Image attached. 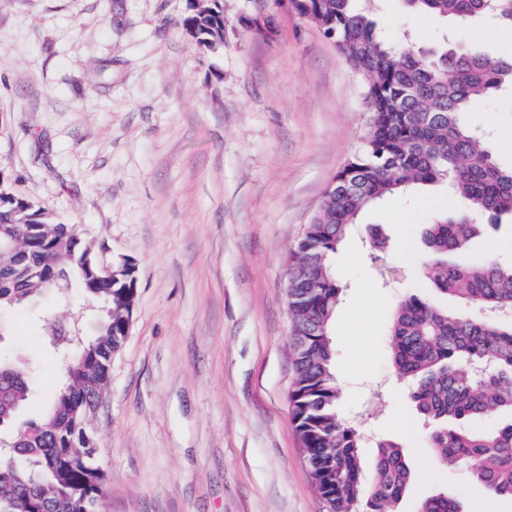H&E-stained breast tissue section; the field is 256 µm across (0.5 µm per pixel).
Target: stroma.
I'll list each match as a JSON object with an SVG mask.
<instances>
[{
    "instance_id": "obj_1",
    "label": "stroma",
    "mask_w": 512,
    "mask_h": 512,
    "mask_svg": "<svg viewBox=\"0 0 512 512\" xmlns=\"http://www.w3.org/2000/svg\"><path fill=\"white\" fill-rule=\"evenodd\" d=\"M188 0H0V180L57 221L80 225L101 264L134 267L136 304L92 428L106 476L103 512H323L289 413L295 371L287 292L293 250L335 176L361 148L367 80L333 39L285 0L275 32L247 28L252 0H224V44L180 26ZM380 31L426 53L445 39L512 54V33L381 0ZM471 121L512 164V95ZM444 186L365 209L338 248L344 287L331 326L338 412L376 443L401 445L413 479L400 512L431 495L465 512H512L440 465L392 365L389 325L403 299L440 307L423 276L421 232L454 211ZM391 248L373 255L364 229ZM512 265V226L476 237L464 259ZM0 356L27 363L26 416L64 382L46 348L52 323L93 311L76 289L0 314Z\"/></svg>"
}]
</instances>
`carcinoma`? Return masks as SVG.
Segmentation results:
<instances>
[{
    "mask_svg": "<svg viewBox=\"0 0 512 512\" xmlns=\"http://www.w3.org/2000/svg\"><path fill=\"white\" fill-rule=\"evenodd\" d=\"M335 39L341 56L368 77L371 120L361 150L336 175L358 180L367 191L332 193L307 225L296 248L297 274L288 290L295 380L289 395L292 422L325 512H396L413 473L401 446L378 444L374 477L365 483L358 430L340 420L330 327L342 287L331 257L357 224L360 213L386 197L407 195L420 185L444 184L461 200L459 212L425 226L426 277L438 293L462 303L464 313L410 296L390 324L397 372L415 385L409 395L419 415L433 423L427 445L449 467L466 469L475 482L512 498V266L494 260L460 264L471 240L485 226L512 219V166H501L489 145L465 119L473 103L512 87V58L467 53L452 47L429 58L386 40L369 8L357 0H291ZM405 9L475 22L491 17L512 28V0H402ZM180 26L199 46L224 43L223 0L203 9L191 0ZM0 312L73 285L104 314L94 334L70 344L74 325H53L49 345L67 356L65 382L48 410L20 418L29 399V373L0 359V428L10 462L0 466V512H100L105 474L95 459L92 421L106 390L112 356L122 347L133 310V268L105 282L92 276L96 244L76 224L55 222L32 201L3 189L0 239ZM470 420L494 426L475 431ZM19 452H14V449ZM417 512H463L461 502L438 494Z\"/></svg>",
    "mask_w": 512,
    "mask_h": 512,
    "instance_id": "cac0c4a2",
    "label": "carcinoma"
}]
</instances>
